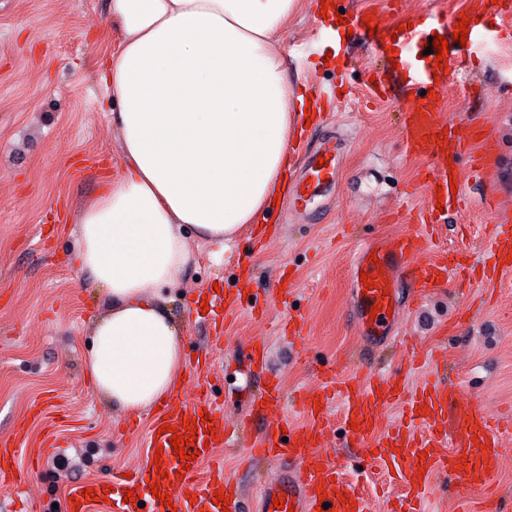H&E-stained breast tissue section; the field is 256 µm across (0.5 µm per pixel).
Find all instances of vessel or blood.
<instances>
[{"mask_svg":"<svg viewBox=\"0 0 512 512\" xmlns=\"http://www.w3.org/2000/svg\"><path fill=\"white\" fill-rule=\"evenodd\" d=\"M468 36L465 43L455 42V24L433 18L401 17L402 32L397 33L394 46L403 73L400 88L383 81L365 82V96L376 100H392L404 112L402 136L407 153L430 159L427 182L428 195L423 207L427 220L447 222L449 210L460 207L462 196L452 195L449 177L453 168L469 165L478 170L479 159L474 154V140L464 130L449 131L444 115L446 93L450 89V72L437 69L435 55L429 54L430 40L436 36L449 39L445 59L454 68L466 66L469 57L480 55L489 46L512 40V34L501 26L491 25L487 15L469 12ZM327 38L342 42L347 36L370 43L377 54H384L386 43L369 34L362 14L349 16L347 22L337 23L335 14L321 20ZM441 143H434V136ZM338 176V145L334 138L323 139L316 153L304 160L303 172L294 187L296 203L307 204L320 192L330 191ZM492 248L486 258L499 263L503 253L512 251V226L496 227ZM415 251L412 239H392L378 245H362L352 266L353 273H365V280L354 283L358 303V320L365 339L374 346L388 342L396 322L386 312L398 302V281L406 279L415 296H423L447 282L455 268L447 259L428 264L415 271L411 259ZM321 386L305 393L300 408L305 424H262L261 402H280L283 389L277 376H266L257 387V407L253 409L256 426L251 457H262L283 463L282 479L266 483L261 492L258 512H282L274 499L282 497L292 502L294 512H317L319 498H326L332 512H376L375 502L346 483L334 455L321 451L322 438L328 428L325 411L333 397H341L343 405L340 427L355 447L364 449L368 465L395 470L423 498L430 476L440 474L463 480L469 487H488L499 471L501 445L497 426L477 404L453 402L448 388L441 381L414 391L407 402L404 424L380 433L372 427L378 409L399 401L404 390L397 381L374 375L340 377L336 366L327 364L320 371ZM163 412L169 428H182L185 418L196 421L194 447L199 454L191 465L181 463L169 442L168 432L149 434V450H162V466L167 476L156 479L153 464L134 470L124 478L114 473L107 482H80L70 494L84 502V489H92L99 500L113 503V512H161L160 500L153 496L150 486L159 483L161 491L170 492L176 512H221L213 502L216 492H224L230 512L239 510V490L223 467L201 474L200 465L213 458L221 445L223 412L208 395L197 397L195 404L173 407L165 405ZM214 428V438H206L207 428ZM21 441L12 448H0V486L15 485L26 480L27 471L20 465ZM133 491L135 501L122 502L117 494Z\"/></svg>","mask_w":512,"mask_h":512,"instance_id":"b4317fda","label":"vessel or blood"}]
</instances>
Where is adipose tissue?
Masks as SVG:
<instances>
[{
    "instance_id": "ef3b65f1",
    "label": "adipose tissue",
    "mask_w": 512,
    "mask_h": 512,
    "mask_svg": "<svg viewBox=\"0 0 512 512\" xmlns=\"http://www.w3.org/2000/svg\"><path fill=\"white\" fill-rule=\"evenodd\" d=\"M301 0H109L122 36L99 80L120 105V169L79 218L77 261L99 284L86 367L117 415L177 394L187 369L162 290L272 207L303 99L278 35Z\"/></svg>"
}]
</instances>
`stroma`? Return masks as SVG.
<instances>
[{"mask_svg": "<svg viewBox=\"0 0 512 512\" xmlns=\"http://www.w3.org/2000/svg\"><path fill=\"white\" fill-rule=\"evenodd\" d=\"M318 2L303 0L278 38L288 82L299 94L337 82L333 66L304 62L305 52L327 51L314 22ZM479 3L339 0L348 13H374L384 29L396 8L449 20ZM120 42V32L110 29L107 0H0V440L23 428L21 463L32 469L22 485L0 488V512H12L20 498L34 512H47L50 504L65 505L74 482L103 480L148 461L152 413L118 418L88 379L85 356L103 294L76 261L77 209L120 166L113 120L119 106L108 101L96 74L106 45ZM348 50L353 65L346 95L298 136L306 153L323 138L340 139L335 191L315 197L305 210L272 207L224 249L189 238L194 258L182 283L163 295L185 352L207 362L189 363L180 397L193 399L198 385L212 378L225 421H238L254 390L250 343L261 337L267 369L289 395L267 407L264 418L300 424L305 417L293 397L318 386L327 360L336 359L345 374L359 364L385 370L411 391L431 368L412 370L409 362L440 352L455 397L501 420L502 463L484 492L433 477L423 512H461L462 490L476 500L492 497L497 512H512V270L490 283L480 270L494 223L512 225V45L491 47L472 72H457L446 100L447 118L486 126L489 137L476 150L490 164L478 174L463 171L466 207L449 215L432 239L421 240L414 261L423 267L446 252L459 260V272L420 300L401 285L404 315L381 347L362 340L354 317L355 241L414 234L426 200L427 163L406 155L396 105L367 106L360 99L365 80L389 78L393 58L356 40ZM245 266L247 296L241 307L225 310L224 334L216 336L200 313L202 298L234 291ZM283 281L284 298L277 293ZM37 403L49 405L50 413L36 415ZM322 445L348 468L360 454L335 432ZM55 457L68 460L70 478L51 467ZM279 470L264 463L246 471L238 455L224 456V471L241 484L247 512L256 506L259 481L275 479ZM346 479L371 496L395 501L407 493L381 470L349 468Z\"/></svg>", "mask_w": 512, "mask_h": 512, "instance_id": "1", "label": "stroma"}]
</instances>
